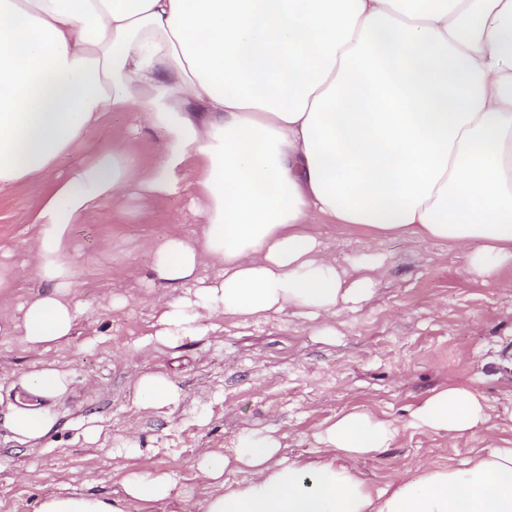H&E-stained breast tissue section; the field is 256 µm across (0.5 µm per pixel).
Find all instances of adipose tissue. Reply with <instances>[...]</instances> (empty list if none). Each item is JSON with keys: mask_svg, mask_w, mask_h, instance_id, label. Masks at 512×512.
<instances>
[{"mask_svg": "<svg viewBox=\"0 0 512 512\" xmlns=\"http://www.w3.org/2000/svg\"><path fill=\"white\" fill-rule=\"evenodd\" d=\"M128 109L163 135L150 165L86 139ZM79 148L91 160L18 218L37 227L29 264L47 288L21 322L1 305L0 327L20 326L33 353L66 341L79 313L71 225L120 192L204 206L200 234L141 242L155 278L188 289L156 321L163 344L218 315L292 309L326 323L369 302L382 259L338 268L312 224L446 242L492 276L512 265V0H0V192L40 183ZM68 387L53 363L28 373L7 418L15 438L48 433ZM175 398L157 373L134 388L144 409ZM488 419L463 386L434 389L413 413L452 438ZM394 436L351 410L320 437L332 460L303 463L274 434H243L197 461L215 488L200 512H512V448L492 442L373 492L356 464ZM229 472L243 482L228 485ZM170 490L143 459L122 498L48 493L35 512H124Z\"/></svg>", "mask_w": 512, "mask_h": 512, "instance_id": "obj_1", "label": "adipose tissue"}]
</instances>
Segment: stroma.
Listing matches in <instances>:
<instances>
[{"label": "stroma", "instance_id": "obj_1", "mask_svg": "<svg viewBox=\"0 0 512 512\" xmlns=\"http://www.w3.org/2000/svg\"><path fill=\"white\" fill-rule=\"evenodd\" d=\"M38 203V192L24 183L0 192V270L10 279L0 303L17 316L45 287L28 264L36 229L17 221ZM203 222L188 198L156 206L117 193L71 226L66 251L80 282L72 336L40 356L25 350L17 332H0V512H34L52 490L121 498L132 447L170 477L172 490L165 501L130 512H198L206 492L195 470L202 454L233 447L246 432L272 431L289 457L315 461L322 457L319 433L354 408L397 431L389 448L360 464L363 480L384 490L397 471L458 465L485 447V432L451 439L413 426L415 408L446 384L479 393L489 407L488 430L512 447V266L480 278L447 244L314 224L311 232L339 266L385 260L374 298L360 310L340 311L335 335L288 310L216 319L200 335L158 344L151 333L159 310L183 291L154 278L138 240L174 230L191 235ZM44 360L70 385L51 403L54 429L21 442L6 426L12 394ZM147 371L176 386L168 407L133 405V387ZM92 426L99 436L91 445L85 432Z\"/></svg>", "mask_w": 512, "mask_h": 512}]
</instances>
